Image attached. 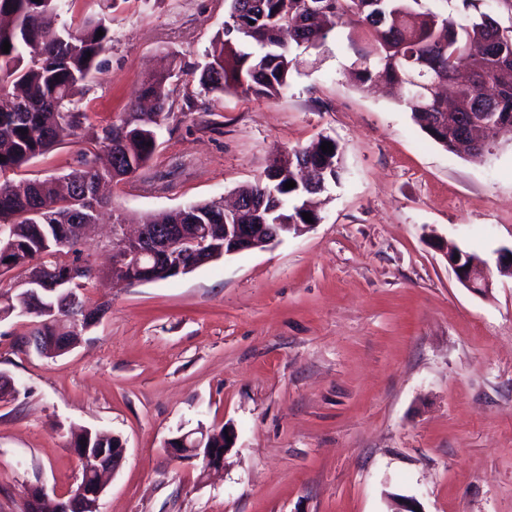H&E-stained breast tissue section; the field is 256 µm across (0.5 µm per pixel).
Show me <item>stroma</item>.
Here are the masks:
<instances>
[{
  "label": "stroma",
  "instance_id": "obj_1",
  "mask_svg": "<svg viewBox=\"0 0 512 512\" xmlns=\"http://www.w3.org/2000/svg\"><path fill=\"white\" fill-rule=\"evenodd\" d=\"M229 0H70L71 28L104 19L111 41L80 97L74 136L17 179L59 176L125 119L150 72L170 65V117L144 175L108 185L112 206L81 242L103 268L112 216L160 215L227 198L280 149L319 138L344 174L321 221L265 249L144 283L94 281L99 324L69 352L29 346L31 316L0 321V512L31 486L61 495L81 476L71 432L119 436L125 459L100 512H512V277L491 297L455 278L454 246L495 261L512 247V134L472 160L448 153L381 89L350 72L373 57L346 22L300 52L282 96L205 93L200 82ZM229 426L221 469L169 439Z\"/></svg>",
  "mask_w": 512,
  "mask_h": 512
}]
</instances>
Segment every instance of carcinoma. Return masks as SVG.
Returning a JSON list of instances; mask_svg holds the SVG:
<instances>
[{
    "instance_id": "obj_1",
    "label": "carcinoma",
    "mask_w": 512,
    "mask_h": 512,
    "mask_svg": "<svg viewBox=\"0 0 512 512\" xmlns=\"http://www.w3.org/2000/svg\"><path fill=\"white\" fill-rule=\"evenodd\" d=\"M67 0H0V262L7 269L24 270L37 263L59 278L70 277L78 260L80 240L58 244L60 224L97 220L111 200L95 193L97 183L124 181L145 170L156 148L154 129L169 117L166 74L143 80L136 100L151 99L154 111L132 109L129 117L93 132L90 140L117 160L100 171L83 166L57 177L15 183L12 175L33 158L51 150L81 128L84 113L76 97L85 82L101 66L108 49L109 29L101 20L87 21L71 29L58 27ZM418 0H230L228 20L218 37L219 48L201 74L208 93L238 89L262 98H276L288 90L292 72L299 65L295 50H321L328 35L348 16L366 27L378 44L374 62L364 60L351 71L358 85L383 82L411 113L413 121L434 142L453 154L482 157L493 135L485 134L483 146L462 139L460 125L471 112H485L488 129L512 120V34L504 33L487 12L458 20L451 14L420 13L412 8ZM104 35L97 36V31ZM40 47L38 57L25 60L26 48ZM467 66L471 85L460 91L453 108L448 101L419 100L421 83ZM334 151L295 148L287 151L288 165L272 164L254 183L239 189L240 198L257 207L249 217L259 224H303L302 213L313 223L321 217L310 197L341 176L342 148L331 138ZM311 164L317 181L297 180L293 168ZM296 182L287 189L285 183ZM141 224H180L189 229L209 227L212 236L224 241V203L218 200L190 202L161 219L140 218ZM11 300V313L39 318L33 336L43 348H51L70 331L59 329V320L39 314L52 295L31 294L23 288L0 284V295ZM121 439L83 429L72 433L71 448L85 452L80 483L96 477L93 456L98 448H110Z\"/></svg>"
}]
</instances>
